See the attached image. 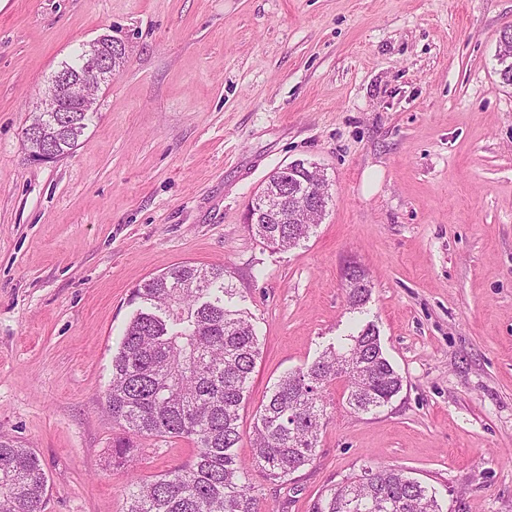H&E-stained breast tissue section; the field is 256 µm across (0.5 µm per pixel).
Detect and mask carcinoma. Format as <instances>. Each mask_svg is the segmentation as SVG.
I'll return each instance as SVG.
<instances>
[{
  "label": "carcinoma",
  "instance_id": "carcinoma-1",
  "mask_svg": "<svg viewBox=\"0 0 512 512\" xmlns=\"http://www.w3.org/2000/svg\"><path fill=\"white\" fill-rule=\"evenodd\" d=\"M502 83L512 85V34L503 32L496 54ZM93 113L77 112L47 124L44 140L61 156L78 146ZM262 243L299 246L312 224H253ZM224 266L173 265L132 292L141 303L112 356L104 399L115 424L140 437L193 441L188 463L149 481L131 480L127 512H266L251 472L286 482L311 462L327 417L326 387L345 382L349 409L370 413L388 405L402 378L383 353L368 322L311 364L283 375L256 410L252 457L234 452L241 441L240 411L260 355L251 313L239 309ZM370 289H346L351 311ZM134 451L127 437L112 443L118 463ZM47 475L37 454L0 438V512H41ZM312 512H441L436 493L403 469L367 470L326 490Z\"/></svg>",
  "mask_w": 512,
  "mask_h": 512
}]
</instances>
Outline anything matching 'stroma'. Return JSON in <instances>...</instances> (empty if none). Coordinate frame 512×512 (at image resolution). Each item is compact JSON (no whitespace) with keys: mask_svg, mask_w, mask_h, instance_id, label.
Returning <instances> with one entry per match:
<instances>
[{"mask_svg":"<svg viewBox=\"0 0 512 512\" xmlns=\"http://www.w3.org/2000/svg\"><path fill=\"white\" fill-rule=\"evenodd\" d=\"M512 0H5L0 5V436L39 455L43 512H125L130 476L190 460L142 438L112 462V357L165 267L222 264L261 355L241 412L284 373L374 323L403 378L351 414L342 383L316 455L285 483L252 473L273 512L399 467L442 512H512V85L496 50ZM127 62L78 146L30 162L24 130L81 44ZM302 160L331 200L301 246L255 237L246 213ZM371 281L349 313L343 272Z\"/></svg>","mask_w":512,"mask_h":512,"instance_id":"stroma-1","label":"stroma"}]
</instances>
